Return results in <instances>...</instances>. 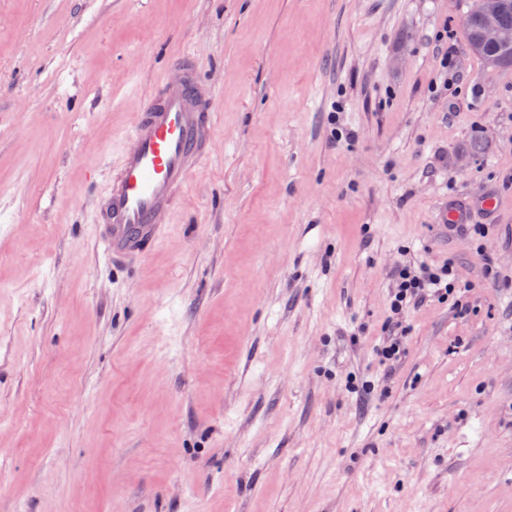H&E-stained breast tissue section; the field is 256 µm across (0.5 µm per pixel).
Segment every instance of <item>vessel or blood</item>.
Masks as SVG:
<instances>
[{
    "label": "vessel or blood",
    "instance_id": "obj_1",
    "mask_svg": "<svg viewBox=\"0 0 512 512\" xmlns=\"http://www.w3.org/2000/svg\"><path fill=\"white\" fill-rule=\"evenodd\" d=\"M174 80L140 100L106 192L95 202L94 231L115 260L142 256L208 155L215 125L212 90L195 60L182 55L169 65Z\"/></svg>",
    "mask_w": 512,
    "mask_h": 512
}]
</instances>
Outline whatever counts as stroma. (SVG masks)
Listing matches in <instances>:
<instances>
[{
    "mask_svg": "<svg viewBox=\"0 0 512 512\" xmlns=\"http://www.w3.org/2000/svg\"><path fill=\"white\" fill-rule=\"evenodd\" d=\"M475 2L0 0V512H512V69ZM179 54L211 152L113 262L92 203ZM409 254L466 289L386 377ZM493 7L498 10L500 23L506 27H512V0H478L464 19L467 42L470 50L486 64L495 68L510 69L512 68V51L496 45L511 47L512 29L502 28L493 18L486 17L482 26V35L487 42L480 35V21L484 11Z\"/></svg>",
    "mask_w": 512,
    "mask_h": 512,
    "instance_id": "1",
    "label": "stroma"
}]
</instances>
